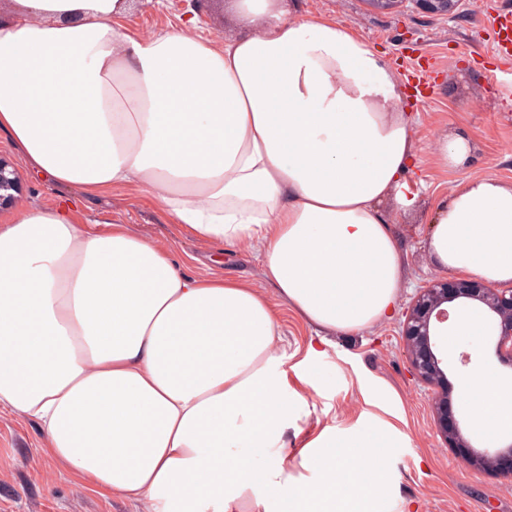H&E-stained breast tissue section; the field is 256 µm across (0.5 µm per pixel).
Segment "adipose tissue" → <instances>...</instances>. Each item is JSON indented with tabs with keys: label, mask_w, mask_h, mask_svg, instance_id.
<instances>
[{
	"label": "adipose tissue",
	"mask_w": 512,
	"mask_h": 512,
	"mask_svg": "<svg viewBox=\"0 0 512 512\" xmlns=\"http://www.w3.org/2000/svg\"><path fill=\"white\" fill-rule=\"evenodd\" d=\"M229 2L244 32L221 44L134 35L129 0H11L0 16V131L25 165L87 194L146 185L198 238L252 243L274 290L186 276L123 224L20 209L0 224V408L37 421L61 469L152 512H383L395 400L303 433L316 376L275 352V306L319 334L390 316V214L423 187L414 118L347 26ZM429 224L448 272L512 282L511 184L463 179ZM464 396L475 433L512 431V382L477 372Z\"/></svg>",
	"instance_id": "adipose-tissue-1"
}]
</instances>
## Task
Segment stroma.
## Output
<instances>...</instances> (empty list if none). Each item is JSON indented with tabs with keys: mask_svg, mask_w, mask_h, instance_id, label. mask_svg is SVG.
I'll list each match as a JSON object with an SVG mask.
<instances>
[{
	"mask_svg": "<svg viewBox=\"0 0 512 512\" xmlns=\"http://www.w3.org/2000/svg\"><path fill=\"white\" fill-rule=\"evenodd\" d=\"M299 16L324 17L352 29L369 46L382 51L399 76L406 58L424 52L432 68L426 93H410L408 106L417 117L414 133L417 162L414 177L426 190L418 210L392 212V224L405 272L398 313L388 321L349 334L326 335L317 355L308 347L315 332L285 305H278L282 336L276 350L287 366L307 363L316 373L315 387L305 393L304 431L325 425L343 429L367 411L377 387L390 389L403 415L404 438L390 451L392 491L384 512H512V479L473 465L449 448L438 433L432 408L433 390L412 374L400 315L422 286L444 275L427 247L428 217L434 203L451 195L462 178L489 177L512 182V73L501 72V60L489 55L484 22L512 0H461L455 16L423 12L412 0L390 11H377L366 0H288ZM142 36L183 29L215 42L237 34L227 7L193 0H132L123 20ZM498 70L489 80V70ZM459 132L472 143L466 165H442L433 149L436 138ZM0 156L18 165L21 192L17 207L70 206L80 223L106 230L127 225L138 235L167 247L190 277H224L268 290L264 270L252 245L225 247L194 236L174 223L147 190L118 186L98 196L62 187L21 162L6 133H0ZM475 333L447 346L438 336L436 353L447 368L450 405L461 430L478 450L488 442L470 428V406L463 396L465 380L476 370L490 369L512 378V366L495 353L496 329L482 315ZM471 356L461 365V352ZM0 512H151L148 502L102 495L85 481L61 470L52 459L35 421L0 409Z\"/></svg>",
	"mask_w": 512,
	"mask_h": 512,
	"instance_id": "obj_1",
	"label": "stroma"
}]
</instances>
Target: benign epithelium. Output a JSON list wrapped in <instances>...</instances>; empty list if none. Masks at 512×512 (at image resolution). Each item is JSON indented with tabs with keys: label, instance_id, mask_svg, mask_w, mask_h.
<instances>
[{
	"label": "benign epithelium",
	"instance_id": "7a95c632",
	"mask_svg": "<svg viewBox=\"0 0 512 512\" xmlns=\"http://www.w3.org/2000/svg\"><path fill=\"white\" fill-rule=\"evenodd\" d=\"M430 14L452 16L461 0H412ZM19 188L14 165L0 157V210L15 200ZM464 299L476 303L496 321V354L512 365V287L501 288L478 278L439 277L422 287L404 311L403 335L411 369L418 379L433 386L436 426L445 441L474 464L512 477V443L495 449L476 450L464 437L458 421L448 415V378L442 360L434 352L436 327L448 321V305Z\"/></svg>",
	"mask_w": 512,
	"mask_h": 512
}]
</instances>
